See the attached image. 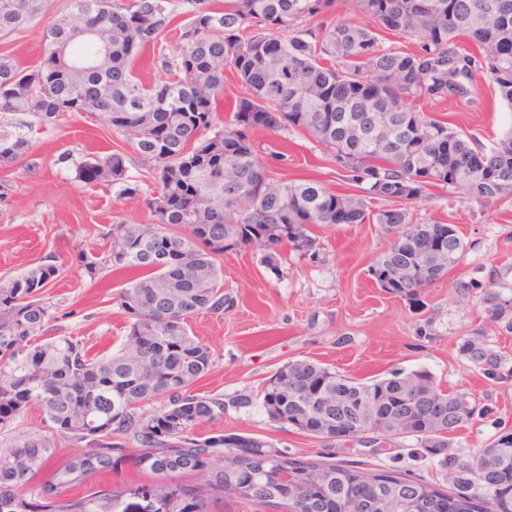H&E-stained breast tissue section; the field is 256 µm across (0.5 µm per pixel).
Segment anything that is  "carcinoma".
<instances>
[{
	"mask_svg": "<svg viewBox=\"0 0 512 512\" xmlns=\"http://www.w3.org/2000/svg\"><path fill=\"white\" fill-rule=\"evenodd\" d=\"M43 2L0 0V36ZM355 3L378 28L422 39L420 48L392 51L366 26L323 20L331 0H227L222 10L182 0L188 19L177 29L179 51L162 56L158 77L144 86L132 64L171 22L170 0H72L71 17L46 30L39 66L21 70L0 57V167L23 157L33 132L65 112L106 116L155 162L147 199L155 224L110 229L128 248L123 257L109 255L112 269L136 271L121 293L129 328L121 349L92 356L73 336H47L53 313L44 288L57 265L0 281V427L36 404L56 434L86 443L51 470L47 436L28 434L0 448V512H135L112 490L73 494L87 478L118 474L130 460L157 478L148 493L169 502L170 512H209L232 480L243 486L235 499L254 512H339L350 491L359 495L352 512H383L374 486L361 483L366 476L429 493L427 502H402L401 512H512V433L470 459L444 462L446 488L398 470L297 456L253 436L191 435L198 423L259 399L270 421L314 437H333L343 415L371 419L380 435L412 438L429 451L448 447L444 437L486 412L470 393L442 390L424 369L359 382L305 360L283 365L256 395L193 390L212 352L189 320L230 304L214 256L256 246L273 265L289 245L314 259L313 227L363 224L369 200L391 202L397 207L377 213V223L393 240L368 272L408 267L389 286L417 303L456 265L463 243L455 225L414 222L407 206L438 187L461 188L481 204L512 197V130L487 148L416 107L469 96L480 72L512 108V0ZM314 18L316 25L305 26ZM84 57L94 67L75 68ZM228 66L245 93L224 129L213 112ZM291 128L321 145L359 193L331 192L313 180L275 184L251 133ZM76 173L87 182L108 179L119 199L143 193L118 154L84 160ZM160 224H188L192 237ZM439 240L446 252L437 259L426 245ZM477 305L483 323L459 352L488 377L504 369L511 376L508 355L487 333H512V291L491 280ZM159 397L168 398L160 410L141 412ZM128 434L141 445L135 457L116 443Z\"/></svg>",
	"mask_w": 512,
	"mask_h": 512,
	"instance_id": "cac0c4a2",
	"label": "carcinoma"
}]
</instances>
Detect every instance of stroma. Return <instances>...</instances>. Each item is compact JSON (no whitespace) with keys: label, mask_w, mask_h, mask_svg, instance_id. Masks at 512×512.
Masks as SVG:
<instances>
[{"label":"stroma","mask_w":512,"mask_h":512,"mask_svg":"<svg viewBox=\"0 0 512 512\" xmlns=\"http://www.w3.org/2000/svg\"><path fill=\"white\" fill-rule=\"evenodd\" d=\"M174 28L162 34L134 62L142 84L158 74L160 52L179 47L176 25L185 20L180 0H173ZM71 10V0H44L41 12L10 35L0 37V55L22 69L41 60L43 32ZM473 103L427 102L422 109L454 124L456 130L488 145L512 128V108L501 103L489 80L476 78ZM255 148L280 184L313 179L333 192L347 191L335 164L304 133L258 130ZM121 154L133 179H148L152 162L140 156L107 120L97 113L67 112L46 129L36 131L26 156L0 169V279L16 277L30 267L54 263L56 279L45 295L53 305L50 333L82 339L91 354H109L127 341L128 321L119 295L130 272L109 263L112 224H149L144 197L116 198L110 182L80 180L75 162ZM385 202L369 205L362 224L314 228L316 260L282 247L276 265L263 262L259 250L246 248L215 258L224 293L233 304L223 313L191 318L195 336L212 351V366L195 386L206 397L259 391L284 364L310 360L337 373L369 381L395 371L428 370L442 389L471 392L485 417L474 418L434 455L413 439L377 438L326 442L287 424L269 421L261 406L227 410L222 419L197 424L192 435H256L298 456L334 455L336 461L407 470L443 481L444 458L466 460L512 428V376L490 378L458 352L470 330L480 324L472 306L458 303L457 283L496 281L512 288V198L491 204L468 199L463 190L432 189L411 209L414 218L430 217L457 225L464 241L458 262L447 276L427 288L419 303L378 288L368 274L373 259L391 242L376 220ZM98 263L89 277L83 260ZM426 335H419V326Z\"/></svg>","instance_id":"stroma-1"}]
</instances>
